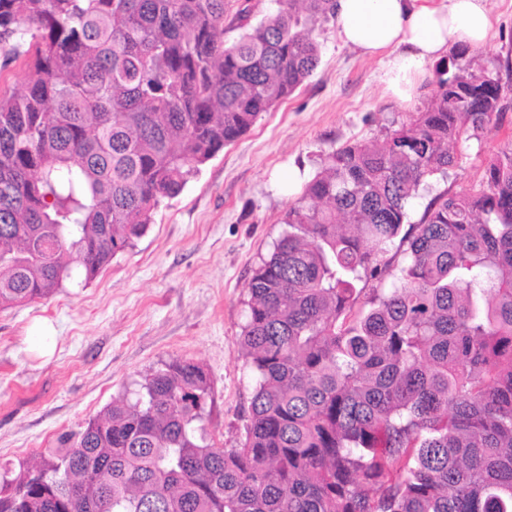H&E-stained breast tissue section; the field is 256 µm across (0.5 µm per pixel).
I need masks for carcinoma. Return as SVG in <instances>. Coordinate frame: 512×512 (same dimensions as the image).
Wrapping results in <instances>:
<instances>
[{
  "mask_svg": "<svg viewBox=\"0 0 512 512\" xmlns=\"http://www.w3.org/2000/svg\"><path fill=\"white\" fill-rule=\"evenodd\" d=\"M269 2L0 0L4 62L31 55L0 94V309L91 282L312 76L334 0ZM465 58L288 209L247 284L241 446L211 443L209 375L174 360L39 464L1 463L0 512H512V145L408 216L507 108Z\"/></svg>",
  "mask_w": 512,
  "mask_h": 512,
  "instance_id": "obj_1",
  "label": "carcinoma"
}]
</instances>
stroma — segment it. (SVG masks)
Instances as JSON below:
<instances>
[{"instance_id": "1", "label": "stroma", "mask_w": 512, "mask_h": 512, "mask_svg": "<svg viewBox=\"0 0 512 512\" xmlns=\"http://www.w3.org/2000/svg\"><path fill=\"white\" fill-rule=\"evenodd\" d=\"M489 2L493 35L466 59L502 73L512 62V0ZM315 35L313 76L164 200L132 248L89 284L67 282L49 299L0 310V462L36 463L59 434L174 359L204 366L206 431L216 446H239L253 390L240 349L253 269L286 231L284 215L322 158L412 122L435 87L427 77L399 103L382 91L380 62L342 46L334 24ZM511 144L512 111L492 133L453 144L459 163L445 188H478Z\"/></svg>"}]
</instances>
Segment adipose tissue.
Instances as JSON below:
<instances>
[{
    "mask_svg": "<svg viewBox=\"0 0 512 512\" xmlns=\"http://www.w3.org/2000/svg\"><path fill=\"white\" fill-rule=\"evenodd\" d=\"M341 42L381 58L386 94L410 101L430 63L449 49L481 46L493 28L488 0H336Z\"/></svg>",
    "mask_w": 512,
    "mask_h": 512,
    "instance_id": "obj_1",
    "label": "adipose tissue"
}]
</instances>
